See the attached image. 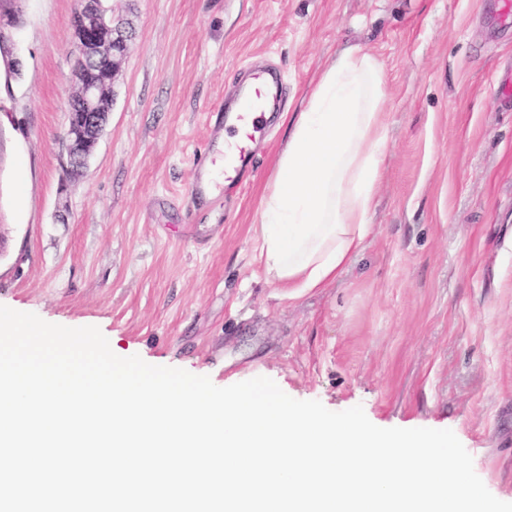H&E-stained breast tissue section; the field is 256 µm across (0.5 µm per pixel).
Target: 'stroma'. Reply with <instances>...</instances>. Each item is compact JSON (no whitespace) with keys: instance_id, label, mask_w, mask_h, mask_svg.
I'll return each instance as SVG.
<instances>
[{"instance_id":"1","label":"stroma","mask_w":512,"mask_h":512,"mask_svg":"<svg viewBox=\"0 0 512 512\" xmlns=\"http://www.w3.org/2000/svg\"><path fill=\"white\" fill-rule=\"evenodd\" d=\"M132 32L109 120L67 175L79 0H0V305L96 326L215 384L453 430L512 502V19L501 0H103ZM382 61L389 142L373 231L298 298L258 261L287 128L239 186L191 199L214 114L258 63L297 109L345 46Z\"/></svg>"}]
</instances>
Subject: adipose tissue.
Returning a JSON list of instances; mask_svg holds the SVG:
<instances>
[{
  "instance_id": "adipose-tissue-1",
  "label": "adipose tissue",
  "mask_w": 512,
  "mask_h": 512,
  "mask_svg": "<svg viewBox=\"0 0 512 512\" xmlns=\"http://www.w3.org/2000/svg\"><path fill=\"white\" fill-rule=\"evenodd\" d=\"M380 59L348 46L320 71L261 198L259 258L269 283L299 297L336 283L372 231L387 143Z\"/></svg>"
}]
</instances>
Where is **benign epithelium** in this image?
Here are the masks:
<instances>
[{
    "instance_id": "obj_1",
    "label": "benign epithelium",
    "mask_w": 512,
    "mask_h": 512,
    "mask_svg": "<svg viewBox=\"0 0 512 512\" xmlns=\"http://www.w3.org/2000/svg\"><path fill=\"white\" fill-rule=\"evenodd\" d=\"M78 91L69 103L66 132L70 169L74 174L93 152L112 107V83L126 55L129 36L114 24L102 0H81L74 18Z\"/></svg>"
}]
</instances>
